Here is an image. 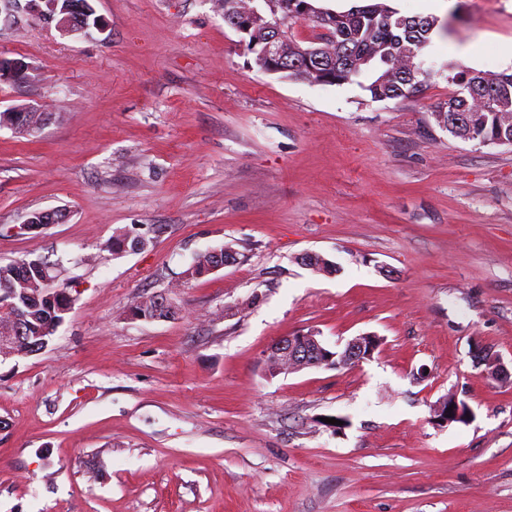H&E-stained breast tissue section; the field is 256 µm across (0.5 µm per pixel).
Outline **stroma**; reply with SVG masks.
<instances>
[{"mask_svg": "<svg viewBox=\"0 0 512 512\" xmlns=\"http://www.w3.org/2000/svg\"><path fill=\"white\" fill-rule=\"evenodd\" d=\"M92 3L89 38L0 14V57L30 67L0 112L53 115L0 127V261L79 283L46 349L0 363V512H512V380L473 357L512 369V145L435 118L453 65L512 70V0H452L431 79L384 101L261 71L213 0ZM125 227L152 246L101 251ZM226 245L235 263L180 284ZM153 292L175 319L130 316ZM308 331L381 344L267 376L268 346ZM449 395L471 421L432 422Z\"/></svg>", "mask_w": 512, "mask_h": 512, "instance_id": "stroma-1", "label": "stroma"}]
</instances>
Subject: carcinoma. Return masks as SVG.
I'll return each instance as SVG.
<instances>
[{
	"instance_id": "cac0c4a2",
	"label": "carcinoma",
	"mask_w": 512,
	"mask_h": 512,
	"mask_svg": "<svg viewBox=\"0 0 512 512\" xmlns=\"http://www.w3.org/2000/svg\"><path fill=\"white\" fill-rule=\"evenodd\" d=\"M303 3L304 0H273L275 17L287 27L303 19ZM410 21L411 18L399 15L385 0L354 6L346 12L329 13L322 19L309 18L307 22L312 27L327 30L317 37L321 47L333 45L340 53L356 58L364 56L366 61L356 72L343 63L331 68L326 62L311 70L303 62L314 45L304 46L295 40L294 58L301 65L286 71V76L311 84L342 85L355 81L365 69L375 66L378 75L365 86L371 98L377 101L407 98L417 92L419 77L430 75V70L424 68L422 51L435 25V20L431 19L426 26L416 29ZM486 82V102L477 103L461 90L449 95L440 111L467 113L476 140L509 141L512 123L501 122L499 114H512V73L488 76ZM151 243L145 235L121 230L113 232L101 250L114 254L136 253L147 249ZM236 260L237 253L228 246L200 252L183 272V279L189 282L203 277ZM45 264L44 260L0 264V324L9 320L11 311L24 312L23 335L28 350L34 354L49 343L75 301L73 284L49 282L51 273L46 271ZM130 315L144 321L167 320L175 318L177 310L166 294L156 292L141 297L132 306Z\"/></svg>"
}]
</instances>
